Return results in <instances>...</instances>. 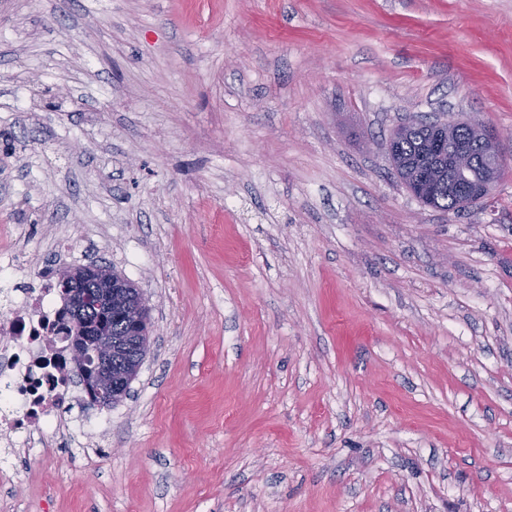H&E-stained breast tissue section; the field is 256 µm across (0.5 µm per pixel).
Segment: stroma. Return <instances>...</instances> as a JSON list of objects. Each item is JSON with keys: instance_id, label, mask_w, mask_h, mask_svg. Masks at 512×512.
I'll list each match as a JSON object with an SVG mask.
<instances>
[{"instance_id": "stroma-1", "label": "stroma", "mask_w": 512, "mask_h": 512, "mask_svg": "<svg viewBox=\"0 0 512 512\" xmlns=\"http://www.w3.org/2000/svg\"><path fill=\"white\" fill-rule=\"evenodd\" d=\"M416 117L512 132V0H0V289L63 240L151 306L0 512H512V161L427 207ZM434 124L416 125L398 130L392 143L396 173L411 191V173L416 168L432 165L434 157L430 152ZM412 192V191H411Z\"/></svg>"}]
</instances>
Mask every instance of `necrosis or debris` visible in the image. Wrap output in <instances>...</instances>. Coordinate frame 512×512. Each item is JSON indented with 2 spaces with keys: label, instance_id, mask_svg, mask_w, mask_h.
Wrapping results in <instances>:
<instances>
[{
  "label": "necrosis or debris",
  "instance_id": "necrosis-or-debris-1",
  "mask_svg": "<svg viewBox=\"0 0 512 512\" xmlns=\"http://www.w3.org/2000/svg\"><path fill=\"white\" fill-rule=\"evenodd\" d=\"M57 310L48 281L0 291V436L32 447L58 429L77 394L74 374L61 369L69 341L55 326Z\"/></svg>",
  "mask_w": 512,
  "mask_h": 512
}]
</instances>
